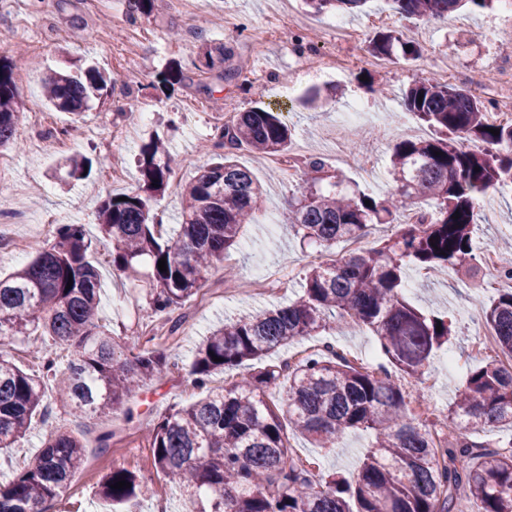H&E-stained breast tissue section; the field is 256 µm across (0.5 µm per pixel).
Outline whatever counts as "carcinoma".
I'll return each mask as SVG.
<instances>
[{
	"mask_svg": "<svg viewBox=\"0 0 512 512\" xmlns=\"http://www.w3.org/2000/svg\"><path fill=\"white\" fill-rule=\"evenodd\" d=\"M366 2L301 0L316 14L351 13ZM391 2L407 18L437 20L462 8L490 9L496 0ZM368 49L389 59L419 56L415 41L392 31L376 34ZM43 87L55 110L77 119L92 100L110 94L112 82L97 68L75 65L48 74ZM402 101L438 137L394 145L390 173L396 188L378 196L347 192L340 179L327 192L304 187L283 224L300 240L330 248L365 238L379 224H399L408 210L417 220L370 249L312 264L298 300L243 314L211 332L188 370L191 386L205 397L170 409L143 432L154 466L182 488L189 512H512V438L494 445L473 438L477 431L512 427V366L500 359H512V290L501 289L485 310L499 354L470 370L444 416L445 427L459 431L454 442H437L438 432L411 407L425 395L413 398L401 384L405 376L422 379L451 333L445 315L405 299L406 269L476 275L472 227L487 195L512 184V124L491 121L483 100L453 84L418 81ZM21 119L12 64L3 50L0 148L14 141ZM461 140L476 148H462ZM291 145V129L280 114L266 108L239 114L222 128L211 162L182 187L180 224L172 237L152 200L165 191L175 159L163 141L151 139L137 158L142 185L107 196L97 208L98 237L88 236L83 224H61L29 264L0 278V340L22 338L42 349L40 377L0 355V449L14 447L33 418L48 416L45 381L57 377L59 366V356L43 351L48 339L69 354L56 394L76 416L123 408L130 416L126 402L178 367L173 345L157 350L149 346L151 337L122 345L100 329L99 273L88 259L92 247L110 245L113 270L128 277L136 279L147 268L146 296L154 311L183 305L205 287L211 269L224 262L259 210L262 186L235 151L245 146L283 155ZM91 168L83 154L60 165L74 180ZM162 258L164 272L158 268ZM336 318L368 327L385 362L365 367L330 347L296 364L266 362L277 350L331 328ZM245 366L232 385L208 388L214 372ZM368 429L375 443L352 477L335 472L315 478L289 442V435L300 434L317 448H334L344 434ZM85 461L81 440L64 426L54 427L33 461L0 481V512H48ZM120 480L131 487L112 488ZM98 487L114 504L148 493L134 471L120 466L102 475Z\"/></svg>",
	"mask_w": 512,
	"mask_h": 512,
	"instance_id": "cac0c4a2",
	"label": "carcinoma"
}]
</instances>
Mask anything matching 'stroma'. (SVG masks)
Segmentation results:
<instances>
[{
  "instance_id": "35a3bbf8",
  "label": "stroma",
  "mask_w": 512,
  "mask_h": 512,
  "mask_svg": "<svg viewBox=\"0 0 512 512\" xmlns=\"http://www.w3.org/2000/svg\"><path fill=\"white\" fill-rule=\"evenodd\" d=\"M333 20L330 13L302 11L297 0H189L185 5L154 0L149 14L136 16L130 15L128 0H0V49L7 50L12 59L23 112L15 144L0 149V201L47 225L94 224L101 200L137 189L140 147L156 135L182 160L155 204L164 223L176 224L182 208L180 190L208 162L206 146L213 144L225 123L265 106L282 110L288 124L295 127L294 148H309L311 159L321 160L327 174L341 175L354 188L384 193L394 187L389 173L394 144L436 136L433 128L404 111L403 92L416 81L437 80L440 64L450 51L464 72L489 71L495 61L507 60L503 41L512 34V15L499 7L423 21L396 13L389 0H369L364 12L346 15V22L359 34L358 40L346 43L337 42ZM411 27L419 31L420 57L393 59L381 69L367 65L369 41L376 32L400 34ZM310 28L321 30L328 48L350 57L352 66L342 73L328 70L316 77L305 76L303 52ZM213 42L224 44L228 53L223 65L210 68L203 52ZM79 61L105 70L114 89L84 112L77 134L65 136L61 130L69 126L70 118L48 107L42 85L50 72ZM174 66L181 67L183 81L159 87L158 75ZM226 68L236 71V79H221ZM313 89L320 96L306 103ZM132 104L145 112V119L135 121L128 116ZM354 109L359 115L343 146L351 162L344 165L335 157L333 131ZM372 149L377 155L372 173L367 174L361 161ZM79 152L99 156L103 166L82 181L59 184L49 179L52 168ZM237 160L264 183L266 195L228 262L241 278L278 271L284 286L239 294L225 284L224 269L218 266L192 301L156 312L143 289L113 273L107 250L97 248L92 261L101 275L99 324L110 329L120 343L133 336H151L160 345L166 336H174L181 362L131 399L132 416L116 412L78 418L59 406L50 423L33 421L16 447L0 450V476L7 478L40 452L51 425H64L81 439L87 468L48 512H113L111 503L98 494V480L115 462L135 470L152 488L151 495L125 505L122 512H156L161 502L166 503L167 512H186L182 489L157 473L148 449L141 446L142 428L159 421L170 408L200 398V391L187 382V371L197 347L225 318L298 299L309 263L347 253L343 242L329 250L303 244L280 222L281 212L298 187L311 180L310 159L298 160L291 153L273 164L268 155L242 148ZM15 230L12 224L0 226L2 277L31 261L35 244L52 239L51 233L31 229L15 242L9 238ZM474 242L479 250L512 244L511 187L498 188L479 211ZM485 281L482 272L471 277L450 270L433 276L414 268L408 273L406 299L417 308L447 313L451 323L447 347L436 353L425 370L434 380L426 396L440 411H447L470 368L483 360L472 349L471 333L484 322L483 305L496 295ZM323 343L335 345L354 359L381 353L368 328L349 324L303 338L280 350L278 356L296 362ZM104 432L111 433L114 441L109 458L97 452V437ZM371 442L369 433L352 432L328 452L301 435L290 438L294 455L318 473L358 472Z\"/></svg>"
}]
</instances>
